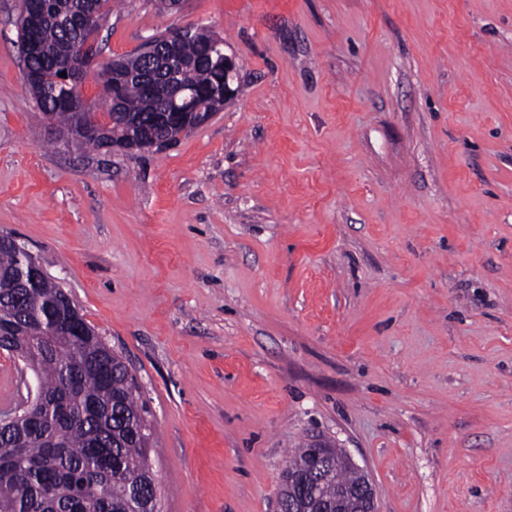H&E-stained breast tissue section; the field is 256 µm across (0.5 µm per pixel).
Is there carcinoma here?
<instances>
[{"mask_svg": "<svg viewBox=\"0 0 512 512\" xmlns=\"http://www.w3.org/2000/svg\"><path fill=\"white\" fill-rule=\"evenodd\" d=\"M112 0H45L37 32L40 50L23 56L24 66L41 76L31 88L37 108L61 133H69L79 147L103 150L112 141L159 139L167 128L159 122L167 103L148 93L140 76L159 69L157 59L137 51L121 59L133 73L126 82L122 111L107 113L109 126L102 136H82L78 129L86 112L57 108L54 95L64 90L54 61L94 37L99 28L77 32L64 20L81 12L98 13L103 20ZM206 52L202 42L179 44L183 67L177 79L203 95L224 88V70L201 67L195 60ZM23 249L0 245V348L36 349L32 373L44 401L28 426L0 435V512H160L150 460L153 430L133 376L121 357L107 345L84 317L64 301L66 293L49 274L25 290L6 282L29 270ZM112 438V480L97 469L91 445ZM307 447L296 449L283 472L279 500L287 512H335L344 488L359 481L353 469L340 463L336 449L326 452V468L314 474L306 466Z\"/></svg>", "mask_w": 512, "mask_h": 512, "instance_id": "obj_1", "label": "carcinoma"}]
</instances>
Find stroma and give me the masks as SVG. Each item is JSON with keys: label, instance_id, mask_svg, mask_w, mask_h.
I'll list each match as a JSON object with an SVG mask.
<instances>
[{"label": "stroma", "instance_id": "obj_1", "mask_svg": "<svg viewBox=\"0 0 512 512\" xmlns=\"http://www.w3.org/2000/svg\"><path fill=\"white\" fill-rule=\"evenodd\" d=\"M99 64L207 29L236 98L57 143L0 0V233L122 356L162 512H278L293 448L379 512H512V0H112Z\"/></svg>", "mask_w": 512, "mask_h": 512}]
</instances>
